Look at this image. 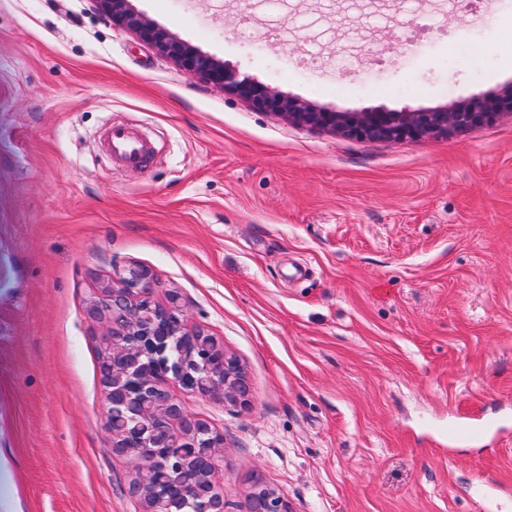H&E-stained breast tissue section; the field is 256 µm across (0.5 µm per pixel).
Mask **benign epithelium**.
I'll use <instances>...</instances> for the list:
<instances>
[{
  "label": "benign epithelium",
  "instance_id": "obj_1",
  "mask_svg": "<svg viewBox=\"0 0 512 512\" xmlns=\"http://www.w3.org/2000/svg\"><path fill=\"white\" fill-rule=\"evenodd\" d=\"M95 2L112 24L134 31L157 51L172 57L189 76L239 95L256 109L275 112L296 125L327 129L347 138L417 141L479 126L502 112H512L511 84L497 93L427 109L375 106L348 112L319 107L244 75L177 40L141 17L130 0ZM152 288V274L144 269H131L128 275L103 286L100 296L87 310L92 321L106 326L100 339V377L106 392L112 446L120 455L136 461L141 479L134 484L133 492L143 497L145 512H170V508L161 507L167 494L152 481L155 460L142 452L144 448H193L196 455L208 458L210 468L192 472L178 469L175 476L184 488L193 491L194 500L201 502L200 512H224V489L215 481L218 449L224 447V435L190 414L170 390L160 392V387L173 383L202 396L221 393L224 400L245 406L247 394L239 376L241 367L214 336L189 325L176 293H168L167 301L159 303L152 300ZM154 336L182 342V356L203 360L190 385L184 384L181 359L167 368L161 378L154 377ZM247 512L291 510L275 489L257 482L247 496Z\"/></svg>",
  "mask_w": 512,
  "mask_h": 512
}]
</instances>
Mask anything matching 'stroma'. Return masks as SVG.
Segmentation results:
<instances>
[{
    "instance_id": "obj_1",
    "label": "stroma",
    "mask_w": 512,
    "mask_h": 512,
    "mask_svg": "<svg viewBox=\"0 0 512 512\" xmlns=\"http://www.w3.org/2000/svg\"><path fill=\"white\" fill-rule=\"evenodd\" d=\"M187 45L313 104L431 108L512 83V0H131ZM447 35L392 46L413 16ZM271 29L281 41L262 47ZM474 40L481 57L452 63ZM314 55L318 68L302 65ZM380 83L346 90L353 74ZM417 91H408V84ZM146 167L112 161L109 123ZM140 267L235 356L224 512H512V112L415 142L295 125L189 77L94 0H0V512H143L112 449L86 311ZM498 433L448 445L450 423ZM247 512H292L284 498L268 485L257 482L247 496Z\"/></svg>"
}]
</instances>
